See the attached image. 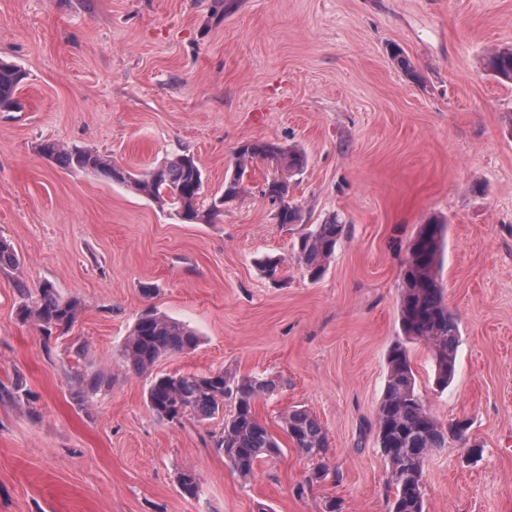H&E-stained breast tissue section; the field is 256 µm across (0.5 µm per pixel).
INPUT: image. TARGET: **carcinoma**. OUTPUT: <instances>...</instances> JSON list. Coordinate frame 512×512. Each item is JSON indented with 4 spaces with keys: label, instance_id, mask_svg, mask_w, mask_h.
<instances>
[{
    "label": "carcinoma",
    "instance_id": "1",
    "mask_svg": "<svg viewBox=\"0 0 512 512\" xmlns=\"http://www.w3.org/2000/svg\"><path fill=\"white\" fill-rule=\"evenodd\" d=\"M486 71L499 80L512 82V45L490 50L483 59ZM26 78L21 67L0 61V112L19 106L17 93ZM38 154L60 169L100 175L112 182L127 184L161 208L173 209L185 222L212 224L224 211V204L246 191L245 174L266 162L277 165L284 174L266 180V194L279 208L281 225L303 222L302 209L290 198V179L307 165L305 153L295 147L285 148L272 140H254L239 145L233 153V173L224 180L222 194L208 206L202 205V172L194 159L180 155L140 174H133L112 162L109 156L94 150L69 148L57 141L45 140L37 146ZM346 232V225L336 217L301 233L293 261L311 279H319L334 256L336 245ZM447 224L434 219L420 225L407 247L399 299L401 329L408 339L423 341L431 347L436 383L448 388L456 361L458 324L444 298L440 270ZM19 259L11 245L0 239V268H14ZM285 260L266 257L260 262L263 275L282 280ZM33 305L23 304L21 319H32L49 339L55 333L70 332L82 311L81 300L61 296L48 281L36 290ZM199 336L189 325L146 308L129 336L121 354L128 369L141 373L152 368L163 356L195 349ZM110 383L101 373L83 374L76 392L77 403L84 406L91 395ZM279 387L273 377L246 376L237 380L222 370L207 374L160 375L152 381L147 407L153 416L171 424H180L188 416L200 419L224 416L222 428L210 435L212 447L239 478L248 482L256 466L282 452L279 440L257 415L255 403L272 396ZM231 399L233 411L224 415V400ZM281 430L301 455L315 461V467L297 495L323 480L328 474L326 454L328 439L320 422L303 408L288 410L281 417ZM377 446L388 466V484L392 497L387 512H425L423 493L424 463L435 448L448 440L466 439L468 422L456 420L441 427L426 411L416 389L415 376L406 346L395 343L388 353V379L384 396L376 412ZM181 492L195 497L199 478L195 470L179 473Z\"/></svg>",
    "mask_w": 512,
    "mask_h": 512
}]
</instances>
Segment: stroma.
<instances>
[{
  "mask_svg": "<svg viewBox=\"0 0 512 512\" xmlns=\"http://www.w3.org/2000/svg\"><path fill=\"white\" fill-rule=\"evenodd\" d=\"M503 44L512 0H0V58L27 74L22 110L0 112V239L21 260L0 270V512H322L329 499L387 512L375 416L400 340L429 413L468 420L483 448L475 463L455 441L430 454L425 512H512V83L480 66ZM48 139L135 172L193 156L209 198L242 142L295 145L302 228L334 216L346 233L321 279L291 264L277 286L256 260L290 256L297 231L260 193L271 166L249 170L215 223L189 224L44 160ZM434 217L448 225L441 276L459 327L445 390L398 307L406 247ZM46 281L85 305L48 340L20 319L16 288ZM150 306L200 342L136 373L121 348ZM220 369L280 380L255 406L270 430L294 406L321 423L331 471L304 497L313 464L289 441L245 484L208 441L221 418L148 411L156 376ZM85 371L111 383L81 407ZM19 379L22 401L9 395ZM187 467L199 497L178 487Z\"/></svg>",
  "mask_w": 512,
  "mask_h": 512,
  "instance_id": "1",
  "label": "stroma"
}]
</instances>
